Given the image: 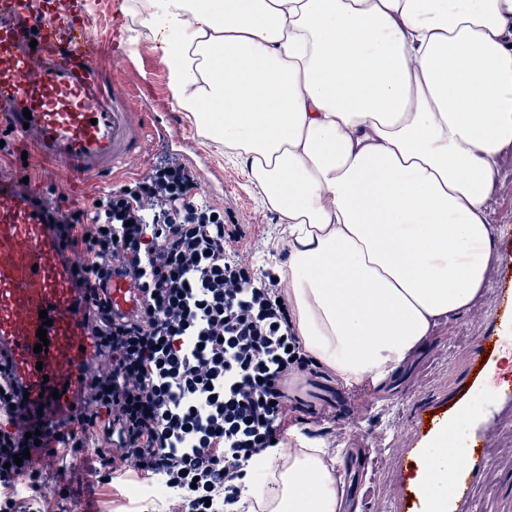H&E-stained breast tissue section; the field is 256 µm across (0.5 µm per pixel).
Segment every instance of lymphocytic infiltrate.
Masks as SVG:
<instances>
[{
	"instance_id": "obj_1",
	"label": "lymphocytic infiltrate",
	"mask_w": 512,
	"mask_h": 512,
	"mask_svg": "<svg viewBox=\"0 0 512 512\" xmlns=\"http://www.w3.org/2000/svg\"><path fill=\"white\" fill-rule=\"evenodd\" d=\"M68 222L85 236L91 277L133 274L147 307L130 322L98 305L95 409L65 435L63 456L91 449L104 476L123 465L165 483L174 512H224L277 438L288 376L304 362L278 280L232 254L223 210L173 160ZM24 448L16 428L0 433V512H38L44 499L42 464Z\"/></svg>"
}]
</instances>
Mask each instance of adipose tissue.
Returning a JSON list of instances; mask_svg holds the SVG:
<instances>
[{"mask_svg":"<svg viewBox=\"0 0 512 512\" xmlns=\"http://www.w3.org/2000/svg\"><path fill=\"white\" fill-rule=\"evenodd\" d=\"M172 98L238 159L288 234L279 267L304 351L347 388L385 383L435 320L467 310L493 258L487 202L512 151V0H134ZM464 405L418 464L448 512ZM260 512H338L320 448L268 450Z\"/></svg>","mask_w":512,"mask_h":512,"instance_id":"1","label":"adipose tissue"}]
</instances>
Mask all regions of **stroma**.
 <instances>
[{"instance_id":"1","label":"stroma","mask_w":512,"mask_h":512,"mask_svg":"<svg viewBox=\"0 0 512 512\" xmlns=\"http://www.w3.org/2000/svg\"><path fill=\"white\" fill-rule=\"evenodd\" d=\"M163 48L160 38L142 37L136 54L124 61H114L110 53H102L97 62L99 74L108 86L122 91L131 107L148 112L156 121L173 123L185 133L182 150L205 173V200L224 211V222L233 234L231 250L252 262L255 272L265 273L269 257L280 258L286 252L284 226L275 212L259 203L240 166L227 159L223 146L200 135L185 114L177 111L170 91L145 83L146 74L164 69ZM24 168L41 173L43 187L54 194L64 212L71 209L74 199H89L104 188L95 180L78 189L71 187L64 169L36 153L21 158L0 152L1 173ZM489 207L498 258L482 296L469 310L438 322L384 387L352 391L351 417L339 421L332 415L338 382L326 369L310 366L288 383L282 431L319 434L330 451L360 448L365 453L367 465L360 476L344 478L345 488L361 481L365 492L345 498L342 512H396L400 485L393 455L413 447L422 409L456 400L466 382L475 343L496 325L494 291L504 265V235L512 229V157L498 176ZM479 424L490 432L491 455L489 462L473 473L474 495L467 512H512V409L493 420L482 417ZM94 460L91 450L69 458L63 486L51 483L44 490L46 512H79L83 505L95 512H129L126 492L137 482L136 472H118L107 483L90 473Z\"/></svg>"}]
</instances>
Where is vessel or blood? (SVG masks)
Listing matches in <instances>:
<instances>
[{
  "label": "vessel or blood",
  "mask_w": 512,
  "mask_h": 512,
  "mask_svg": "<svg viewBox=\"0 0 512 512\" xmlns=\"http://www.w3.org/2000/svg\"><path fill=\"white\" fill-rule=\"evenodd\" d=\"M90 0H0V139L8 152L23 146L65 168L73 183L102 178L140 161L147 146L172 151L180 130L142 128L141 114L108 89L96 73L103 39L112 56L126 52L119 29L108 36L86 23ZM82 252L72 242L49 195L13 175L0 174V377L14 396L19 432H39L41 448L57 447L68 422L91 412L83 381L94 366L88 322L93 299L84 288ZM113 316L134 318L142 297L134 281L111 276L99 290ZM496 331L478 341L461 397L489 389L491 410L512 405V389L489 386L487 373L505 335L512 333V266L496 291ZM50 344L35 352L36 331ZM489 433L465 434L457 451L455 501L468 502L472 473L488 458ZM422 450H403L401 512H417L413 475Z\"/></svg>",
  "instance_id": "obj_1"
}]
</instances>
